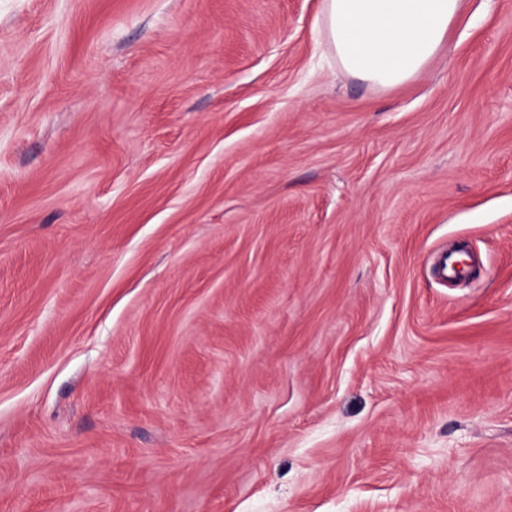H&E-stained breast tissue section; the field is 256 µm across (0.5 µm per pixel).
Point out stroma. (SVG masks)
Segmentation results:
<instances>
[{"mask_svg":"<svg viewBox=\"0 0 512 512\" xmlns=\"http://www.w3.org/2000/svg\"><path fill=\"white\" fill-rule=\"evenodd\" d=\"M322 8L0 0V512H512V0ZM462 0H325L321 26L340 68L381 88L418 74L448 38Z\"/></svg>","mask_w":512,"mask_h":512,"instance_id":"1","label":"stroma"}]
</instances>
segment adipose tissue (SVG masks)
<instances>
[{"label": "adipose tissue", "mask_w": 512, "mask_h": 512, "mask_svg": "<svg viewBox=\"0 0 512 512\" xmlns=\"http://www.w3.org/2000/svg\"><path fill=\"white\" fill-rule=\"evenodd\" d=\"M462 0H325L321 26L340 68L381 88L418 74L448 38Z\"/></svg>", "instance_id": "obj_1"}]
</instances>
